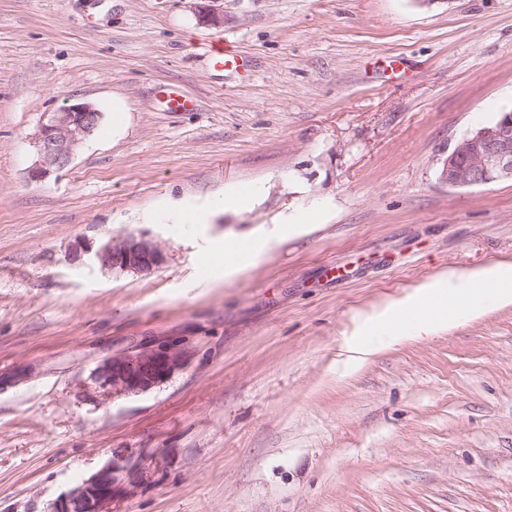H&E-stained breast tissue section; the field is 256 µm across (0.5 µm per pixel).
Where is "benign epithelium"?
<instances>
[{"label": "benign epithelium", "mask_w": 512, "mask_h": 512, "mask_svg": "<svg viewBox=\"0 0 512 512\" xmlns=\"http://www.w3.org/2000/svg\"><path fill=\"white\" fill-rule=\"evenodd\" d=\"M102 121L93 104H68L42 123L34 137L37 159L29 170L32 182L65 171L80 143ZM439 179L453 188L486 186L512 180V113L493 125L466 134L460 146L441 160ZM75 264L92 262L117 273L150 275L166 262V252L149 234L128 233L98 246L78 240L69 253ZM191 352L172 341H145L102 359L89 375L86 396L96 402L134 398L161 387L183 370ZM32 370L0 373V391L30 378ZM150 464L131 456H114L93 475L52 502L47 512H112L120 495L131 496L148 479Z\"/></svg>", "instance_id": "7a95c632"}]
</instances>
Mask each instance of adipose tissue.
<instances>
[{
	"mask_svg": "<svg viewBox=\"0 0 512 512\" xmlns=\"http://www.w3.org/2000/svg\"><path fill=\"white\" fill-rule=\"evenodd\" d=\"M512 305V263H496L466 274L448 271L418 287L408 298L364 316L340 350L353 363L377 351L371 337L385 330L402 341L431 336L462 319H475L494 308Z\"/></svg>",
	"mask_w": 512,
	"mask_h": 512,
	"instance_id": "obj_1",
	"label": "adipose tissue"
}]
</instances>
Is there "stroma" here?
Listing matches in <instances>:
<instances>
[{
    "instance_id": "1",
    "label": "stroma",
    "mask_w": 512,
    "mask_h": 512,
    "mask_svg": "<svg viewBox=\"0 0 512 512\" xmlns=\"http://www.w3.org/2000/svg\"><path fill=\"white\" fill-rule=\"evenodd\" d=\"M200 6L0 0V373L37 372L0 392V512L151 452L115 512H512V306L336 363L358 313L512 261V181L438 179L512 96V0ZM219 37L239 74L212 68ZM171 89L195 111H166ZM78 99L102 122L31 182L40 123ZM138 231L166 250L153 274L69 259ZM258 235L265 256L225 278L220 245ZM143 339L193 357L150 393L86 398Z\"/></svg>"
}]
</instances>
